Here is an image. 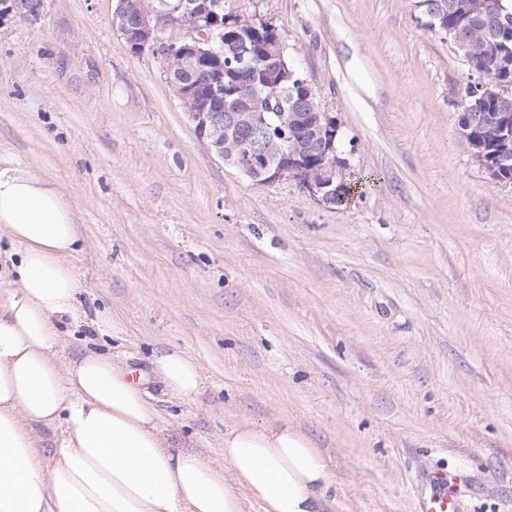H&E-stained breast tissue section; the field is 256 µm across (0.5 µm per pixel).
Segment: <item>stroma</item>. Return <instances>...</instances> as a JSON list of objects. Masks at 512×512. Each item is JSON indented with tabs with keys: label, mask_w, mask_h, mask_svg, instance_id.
Here are the masks:
<instances>
[{
	"label": "stroma",
	"mask_w": 512,
	"mask_h": 512,
	"mask_svg": "<svg viewBox=\"0 0 512 512\" xmlns=\"http://www.w3.org/2000/svg\"><path fill=\"white\" fill-rule=\"evenodd\" d=\"M276 25L340 127L348 206L252 182L210 152L116 0L0 21V154L74 214L79 318L65 356L146 374L172 446L224 461V431L285 418L337 483L325 512H417L458 470L459 512H512V185L457 135L476 79L416 0H226ZM181 350L204 384L150 380ZM154 374L166 392L181 399L192 400L204 382L198 364L183 351L163 353L153 360Z\"/></svg>",
	"instance_id": "obj_1"
}]
</instances>
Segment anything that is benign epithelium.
Returning <instances> with one entry per match:
<instances>
[{"mask_svg":"<svg viewBox=\"0 0 512 512\" xmlns=\"http://www.w3.org/2000/svg\"><path fill=\"white\" fill-rule=\"evenodd\" d=\"M481 6L491 21L503 23L512 19L502 0H482ZM41 7L42 0H0V20L14 17L32 21L38 17ZM416 7L430 18L429 25L432 26L434 20L445 17L447 9L468 13L472 4L466 0H448V6L444 7L433 0H418ZM217 9L219 4L214 0H181L176 4L161 0L149 9L122 0L115 12L113 26L120 27L123 37L134 52L147 48L156 50L162 43L165 31L171 28L186 29L188 34L182 45L167 53L168 71H174L177 65L185 61L203 70L213 58L222 56L224 52L215 27L220 24L228 28L240 27L251 21L244 12H232L222 23ZM233 54L241 69H248L255 62L254 49L245 41L234 46ZM168 83L194 123L199 139L216 156L228 161V164L258 184L292 180L310 198L325 204L334 203L336 166L341 164L335 147L339 131L335 117L327 112L318 116V126L314 132L317 158L294 151L274 163L268 160L271 148L269 136L273 122H285V114L244 112L239 108H228L221 112L211 107V100L198 97L179 76L169 77ZM478 84L484 95L494 96L506 108V111L498 113L496 148H488L476 139L472 131L475 118L468 112L459 115L457 135L473 160L497 181L500 170L512 156V113L507 111V108H512V86L493 77H483L478 80ZM230 129L245 133L247 137L243 143L245 149L229 161L224 155V138L220 132Z\"/></svg>","mask_w":512,"mask_h":512,"instance_id":"obj_1","label":"benign epithelium"}]
</instances>
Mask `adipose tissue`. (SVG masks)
Returning a JSON list of instances; mask_svg holds the SVG:
<instances>
[{
	"label": "adipose tissue",
	"mask_w": 512,
	"mask_h": 512,
	"mask_svg": "<svg viewBox=\"0 0 512 512\" xmlns=\"http://www.w3.org/2000/svg\"><path fill=\"white\" fill-rule=\"evenodd\" d=\"M0 234L18 258L0 271V512H323L336 487L315 442L277 420L224 433V463L171 447L149 392L103 353L61 355L78 318L75 215L49 182L0 159ZM166 392L193 399L198 364L153 360ZM53 435L52 448L40 432Z\"/></svg>",
	"instance_id": "ef3b65f1"
}]
</instances>
